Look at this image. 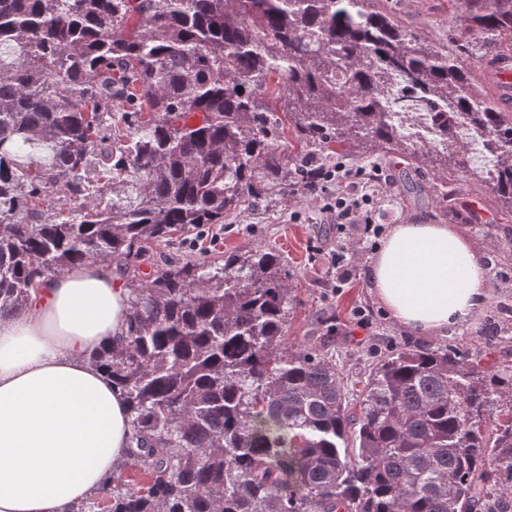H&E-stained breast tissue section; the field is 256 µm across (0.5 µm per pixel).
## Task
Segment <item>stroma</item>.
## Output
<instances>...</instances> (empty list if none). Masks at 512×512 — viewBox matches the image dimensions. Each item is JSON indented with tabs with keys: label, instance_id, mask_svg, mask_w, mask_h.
Listing matches in <instances>:
<instances>
[{
	"label": "stroma",
	"instance_id": "35a3bbf8",
	"mask_svg": "<svg viewBox=\"0 0 512 512\" xmlns=\"http://www.w3.org/2000/svg\"><path fill=\"white\" fill-rule=\"evenodd\" d=\"M402 16L421 38L447 37L457 21L448 0H399ZM379 180L363 181L373 197L374 219L385 227L425 220L450 224L464 231L482 252L490 295L484 309L469 323L450 327L447 335L419 336L395 322L369 287L373 253L361 249L353 225H338L327 204L336 194L333 185L316 190L295 188L278 206H245L210 227L187 244L166 247L167 255L195 261L223 258L231 251L258 245L278 250L288 283L302 305L293 314L288 334L298 341L325 340L336 352L345 374L354 375L372 358L407 346L483 343L493 307L512 306V214L489 205L468 183L457 181L452 203L436 202L433 176L409 173L404 160L389 156L377 161ZM345 252L349 279L340 280L331 255ZM366 310L368 326L358 323V310Z\"/></svg>",
	"mask_w": 512,
	"mask_h": 512
}]
</instances>
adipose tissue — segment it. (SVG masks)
I'll use <instances>...</instances> for the list:
<instances>
[{
	"label": "adipose tissue",
	"instance_id": "ef3b65f1",
	"mask_svg": "<svg viewBox=\"0 0 512 512\" xmlns=\"http://www.w3.org/2000/svg\"><path fill=\"white\" fill-rule=\"evenodd\" d=\"M369 278L389 316L422 336L469 322L489 293L479 253L445 224L394 225ZM127 312L102 262L70 267L0 317V512H62L126 453L125 401L87 356L121 334Z\"/></svg>",
	"mask_w": 512,
	"mask_h": 512
}]
</instances>
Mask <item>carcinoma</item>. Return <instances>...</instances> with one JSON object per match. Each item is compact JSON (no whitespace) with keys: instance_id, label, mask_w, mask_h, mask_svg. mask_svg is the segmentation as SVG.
<instances>
[{"instance_id":"cac0c4a2","label":"carcinoma","mask_w":512,"mask_h":512,"mask_svg":"<svg viewBox=\"0 0 512 512\" xmlns=\"http://www.w3.org/2000/svg\"><path fill=\"white\" fill-rule=\"evenodd\" d=\"M448 41L392 0H0V316L46 279L120 260L129 313L88 356L127 403L125 458L82 512H512V360L395 349L356 382L288 341L299 305L269 246L153 251L244 203L404 158L512 212V0H448ZM417 90L441 139L395 116ZM497 158L474 171L458 125Z\"/></svg>"}]
</instances>
